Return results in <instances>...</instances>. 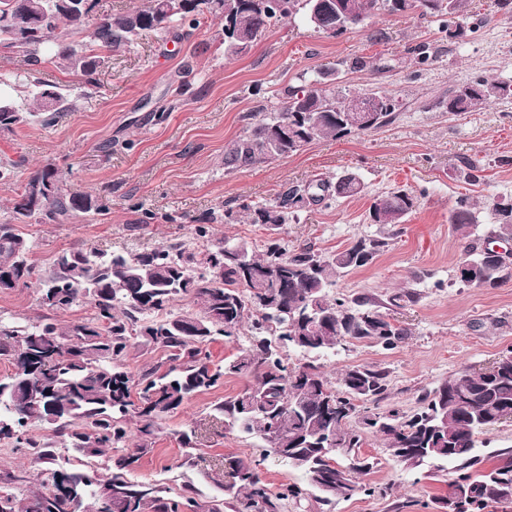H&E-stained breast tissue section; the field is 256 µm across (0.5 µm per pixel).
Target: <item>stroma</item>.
<instances>
[{"instance_id":"stroma-1","label":"stroma","mask_w":512,"mask_h":512,"mask_svg":"<svg viewBox=\"0 0 512 512\" xmlns=\"http://www.w3.org/2000/svg\"><path fill=\"white\" fill-rule=\"evenodd\" d=\"M462 22L468 34L458 40L433 18L413 14H381L336 37L286 19L241 57L225 55L215 22L187 38L177 31L150 33L111 53L95 87L53 59L32 65L0 48V72H19L28 85L55 86L68 100L51 126L30 122L0 130V160L16 163L14 181L0 184V220L8 216L19 183L47 163L58 168L68 192L110 201L103 215L61 224L31 218L16 225L31 248V262L46 275L65 250L137 254L172 244L194 249L196 228L209 215L215 242L242 241L258 252L272 240L339 251L379 233L368 219L372 195L409 189L417 207L388 248L332 290L336 297L376 302L380 313L406 329L404 339L391 349L350 341L321 357L288 348L282 355L293 367H320L335 386L351 366L386 369L390 387L379 410L412 411L448 376L486 367L512 350V281L498 288L454 287L462 245L448 222L458 199L469 198L480 220L476 239L484 241L494 201L512 198V100L456 118L437 106L450 90L476 78L512 81V9H501L497 0H471ZM421 45L429 53L423 65L413 53ZM378 60L387 71L373 70ZM320 70L324 87L336 93L394 97V121L361 134L320 138L278 161L225 172L224 150L253 116L280 104L288 88ZM472 164L480 168L476 183L467 178ZM349 173L366 184L367 195L307 202L295 224L270 229L250 223L239 209L273 201L291 185ZM228 209L236 212L229 224L223 221ZM148 213L153 219L147 224ZM409 292L414 300H406ZM39 297L33 284L0 290V321L29 325L52 315L67 323L90 313L82 304L53 314ZM254 382L251 376L224 377L163 419L152 451L131 480L156 485L170 498L190 484L198 501L228 499V461L258 456L260 442L226 430L214 406ZM189 429L199 448L194 466L185 467L177 434ZM359 453L376 463L358 477L351 498L328 508L309 493L301 503L285 502L282 512H440L439 501L457 477L447 462L407 466L371 434Z\"/></svg>"}]
</instances>
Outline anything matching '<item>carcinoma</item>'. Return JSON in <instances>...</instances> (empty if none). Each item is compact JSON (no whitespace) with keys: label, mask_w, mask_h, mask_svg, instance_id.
<instances>
[{"label":"carcinoma","mask_w":512,"mask_h":512,"mask_svg":"<svg viewBox=\"0 0 512 512\" xmlns=\"http://www.w3.org/2000/svg\"><path fill=\"white\" fill-rule=\"evenodd\" d=\"M225 2L236 10L233 26L223 24L224 52L242 56L257 38L282 19L298 15L310 19L314 0H146L143 6L119 16L95 13L98 0L83 10L75 0H0V46L38 62L60 37L62 26L88 29L89 43L74 44L58 53L62 67L95 85L96 74L108 62L106 53L134 45L146 33L173 28L197 30L209 16L224 18L212 7ZM350 27L384 13L415 12L422 17L448 18V36L462 37L456 18L468 0H347ZM339 16L335 0H323L315 28L335 37ZM382 107L375 127L392 122L396 101L386 94H370ZM512 98V83L477 78L439 101L448 114L477 112L490 100ZM353 95H337L321 88V80L303 78L288 89L281 105L250 124L244 135L227 145L224 169L232 172L271 163L300 151L313 138H340L356 132L347 123ZM67 99L44 89L20 100L0 94V129L28 122L53 123ZM324 201L334 196H362L367 186L354 175L332 184L317 183ZM303 189L287 188L278 199L244 204L251 223L268 227L298 222ZM418 204L408 189L395 188L373 197L371 223L395 228L406 222ZM109 206L88 194H71L58 171L45 164L16 190L11 216L0 222V274L10 278L7 290L39 282L40 300L55 311L79 303L92 309L81 322L40 321L27 326L0 322V356L12 371L0 378V441L14 448H30L43 476V490L18 497L11 486L24 477L0 475V512H224V504L202 505L189 495H163L152 484L128 478L152 449L159 421L177 412L196 393L206 392L226 375H253L256 387L215 405L224 426L258 438L264 456L288 449L287 463L305 471L317 502L330 506L313 474L333 486L343 498L357 490L354 475L370 471L374 461L358 454L367 434L379 435L399 461L418 466L426 460L456 464L459 475L443 504L457 503L455 512H512V450L498 454V462L479 468L475 435L499 424V415L512 409V351L501 355L492 374L458 372L425 393L412 413L391 408L372 411L390 379L386 370L357 365L342 374L338 391L319 367L290 368L281 351L293 347L321 353L348 341H371L393 347L407 332L390 322L364 297L346 301L329 296L336 281L366 266L388 246L384 236H363L350 247L330 254L309 245L292 249L268 244L256 253L245 242L160 246L139 254L92 249L57 255L47 276L29 261V246L13 224L42 217L60 223L79 215L102 214ZM492 235L512 238V201L493 204ZM450 223L463 242L462 261H474L471 276L459 278L462 287L496 288L512 279V266L481 259L472 235L476 213L460 202ZM193 298L197 311L176 314L174 303ZM247 330L248 345L222 366L214 365L205 346L222 336L237 338ZM164 349L169 366L138 375L124 361L132 341ZM141 423V440L127 448L128 423ZM40 425L52 441L31 434ZM76 448L88 457H107L106 473L55 467V444ZM261 461L252 457L230 463L233 486L242 493L236 512H279L282 502L300 501L305 490L284 486L273 493L262 479Z\"/></svg>","instance_id":"cac0c4a2"}]
</instances>
